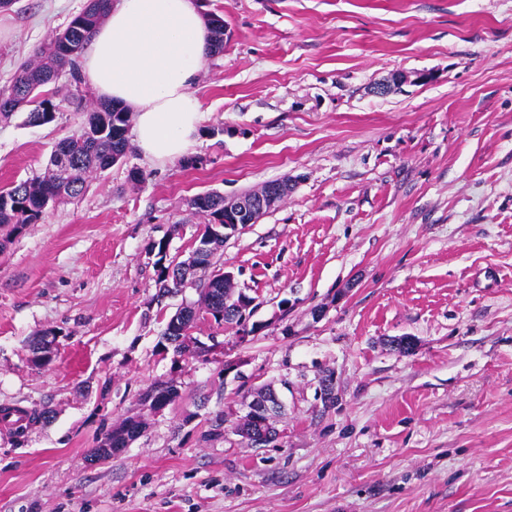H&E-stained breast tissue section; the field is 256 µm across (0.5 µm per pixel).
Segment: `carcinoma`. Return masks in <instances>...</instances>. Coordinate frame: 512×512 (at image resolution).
Returning <instances> with one entry per match:
<instances>
[{
    "label": "carcinoma",
    "instance_id": "carcinoma-1",
    "mask_svg": "<svg viewBox=\"0 0 512 512\" xmlns=\"http://www.w3.org/2000/svg\"><path fill=\"white\" fill-rule=\"evenodd\" d=\"M112 0H87L84 9L76 15L60 33H56L42 46L35 58L23 61L11 81L0 89V119H9L14 114L28 111L27 121L45 124L54 120L57 105L44 94V88L56 83L62 72L70 75L76 85L81 83L80 59L85 53L97 28L103 24ZM206 27L210 32L208 55L224 52V18L209 15ZM69 38L80 47L76 55L63 53L61 39ZM131 122L129 113L106 101H100L86 111V118L79 131L60 141L52 159L62 158L61 165L49 168L36 178L14 184L0 191V227L9 228L8 234L0 238V252L10 242V237L42 220L51 203L76 198L85 189L86 178L120 161L129 149L128 138L118 130ZM191 206L208 217L202 233L189 257L180 262H169L160 266L157 297L178 291L196 282V274L213 264L218 252L224 247V239L213 235L216 224H224V195L206 193L191 201ZM243 292H234L233 285L224 282V275L215 274L203 285L199 305L210 309L217 325L240 329L246 326V318L239 308ZM199 316L183 308L178 310L168 324L178 322L184 331L196 327ZM180 396L177 385L161 382L150 388L144 403L153 409L157 404L170 405ZM146 429L142 420L127 418L111 426L101 437L91 457L106 462L111 456L105 449L119 441L128 445Z\"/></svg>",
    "mask_w": 512,
    "mask_h": 512
}]
</instances>
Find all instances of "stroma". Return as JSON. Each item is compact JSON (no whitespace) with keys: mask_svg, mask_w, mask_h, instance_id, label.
Returning <instances> with one entry per match:
<instances>
[{"mask_svg":"<svg viewBox=\"0 0 512 512\" xmlns=\"http://www.w3.org/2000/svg\"><path fill=\"white\" fill-rule=\"evenodd\" d=\"M85 3L0 8V87ZM197 3L228 38L193 87L186 161L129 147L0 252V406L47 415L19 439L0 424V512H512V0ZM95 100L0 121V189L43 175ZM286 177L217 262L256 297L255 332L201 319L208 352L173 364L161 334L200 289L156 302L150 244L184 260L195 196ZM44 330L59 346L38 368ZM162 380L181 396L154 413ZM265 385L284 413L259 448L233 427ZM131 416L144 433L90 464ZM180 396V389L177 385L169 382H161L152 386L144 396V403L154 409L160 402L169 406Z\"/></svg>","mask_w":512,"mask_h":512,"instance_id":"stroma-1","label":"stroma"}]
</instances>
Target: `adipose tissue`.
Returning <instances> with one entry per match:
<instances>
[{"mask_svg": "<svg viewBox=\"0 0 512 512\" xmlns=\"http://www.w3.org/2000/svg\"><path fill=\"white\" fill-rule=\"evenodd\" d=\"M81 74L94 93L135 116V144L150 160L183 157L199 132L191 87L207 59L195 0H114Z\"/></svg>", "mask_w": 512, "mask_h": 512, "instance_id": "obj_1", "label": "adipose tissue"}]
</instances>
